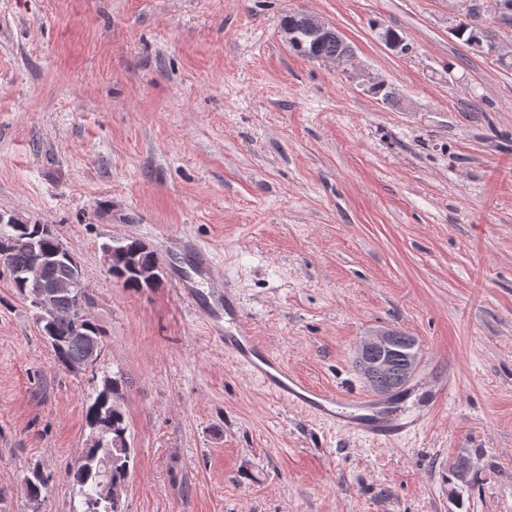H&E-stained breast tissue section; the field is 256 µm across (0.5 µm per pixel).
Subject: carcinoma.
I'll list each match as a JSON object with an SVG mask.
<instances>
[{
    "label": "carcinoma",
    "mask_w": 512,
    "mask_h": 512,
    "mask_svg": "<svg viewBox=\"0 0 512 512\" xmlns=\"http://www.w3.org/2000/svg\"><path fill=\"white\" fill-rule=\"evenodd\" d=\"M481 22V14L470 13L467 25L455 28L454 35L465 44H470L474 28ZM283 25L292 26L293 34L289 41L296 52L314 60H332L351 49L344 39L336 38V34L312 35L309 16L292 13L285 17ZM141 241L124 239L107 246L113 250L115 259V277L123 280V286L133 290L148 287V283L134 275L128 268V257L133 256L142 268L162 266L160 259L152 250H139ZM68 246L55 234L48 224H0V266L8 270L13 287L24 297L36 287L32 281L18 275L29 261L33 252L47 256L62 253ZM74 279L77 285L66 294H61L55 303L56 317L48 323V332L44 339L51 348L55 364L70 369L81 367L86 369L97 362L104 345V332L91 312V302H85L86 319L75 323V312L78 309L80 296L83 295L80 274L74 273L64 263L50 260L43 270V285L51 286L62 280ZM126 381L122 373L116 372L105 376L101 383L94 387L86 405L85 419L91 432L103 426L112 428V436L102 440V447L112 449V482L126 484L132 472V449L128 442V426L123 404L112 407V400H121L125 395ZM78 497V506L73 512H123V504L97 501L100 477L98 472L85 469L81 464L69 473ZM47 493L46 481L39 470H34L27 477V497L33 508H39Z\"/></svg>",
    "instance_id": "1"
}]
</instances>
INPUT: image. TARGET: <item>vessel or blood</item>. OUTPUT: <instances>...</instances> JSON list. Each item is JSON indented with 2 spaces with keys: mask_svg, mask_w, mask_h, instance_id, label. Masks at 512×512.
Returning <instances> with one entry per match:
<instances>
[{
  "mask_svg": "<svg viewBox=\"0 0 512 512\" xmlns=\"http://www.w3.org/2000/svg\"><path fill=\"white\" fill-rule=\"evenodd\" d=\"M181 252L188 256L198 274H209L213 257L208 250L192 240H182ZM213 339L225 352L246 367L279 398L291 405L311 411L316 417L340 429L355 432L379 443H395L404 436L423 429L424 418L403 422L382 417L365 418L352 413L349 398L317 389L293 372L251 335L245 325V315L233 283L224 285V316L210 318Z\"/></svg>",
  "mask_w": 512,
  "mask_h": 512,
  "instance_id": "vessel-or-blood-1",
  "label": "vessel or blood"
}]
</instances>
